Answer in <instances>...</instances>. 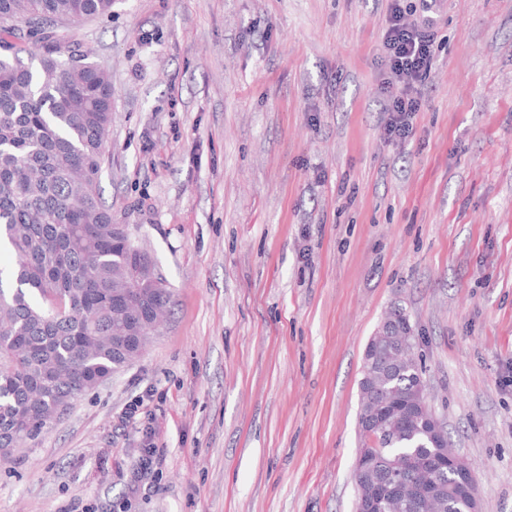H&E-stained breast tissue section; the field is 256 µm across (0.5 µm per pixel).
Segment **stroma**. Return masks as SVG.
I'll list each match as a JSON object with an SVG mask.
<instances>
[{
  "instance_id": "obj_1",
  "label": "stroma",
  "mask_w": 512,
  "mask_h": 512,
  "mask_svg": "<svg viewBox=\"0 0 512 512\" xmlns=\"http://www.w3.org/2000/svg\"><path fill=\"white\" fill-rule=\"evenodd\" d=\"M390 5L113 0L59 25L112 77L101 195L171 297L138 358L0 454V512H355L393 306L480 512H512V0H436L402 144Z\"/></svg>"
}]
</instances>
